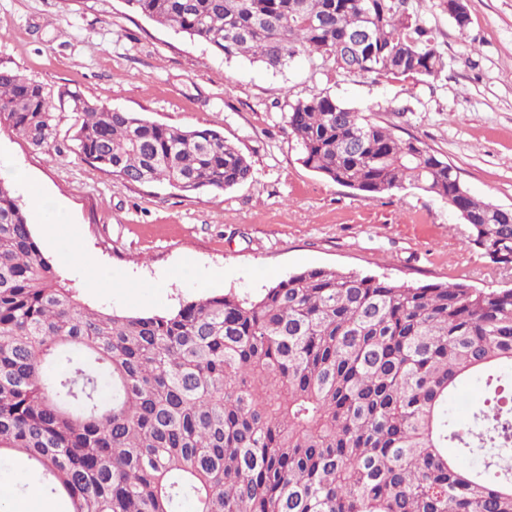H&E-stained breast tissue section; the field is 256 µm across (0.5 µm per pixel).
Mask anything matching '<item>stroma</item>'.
I'll use <instances>...</instances> for the list:
<instances>
[{"label":"stroma","instance_id":"obj_1","mask_svg":"<svg viewBox=\"0 0 512 512\" xmlns=\"http://www.w3.org/2000/svg\"><path fill=\"white\" fill-rule=\"evenodd\" d=\"M465 3L462 30L442 0H415L448 59L415 83L315 72L302 57L280 71L229 61L125 0H0V68L53 95L66 87L157 123L216 130L254 177L221 194L121 184L76 153L80 118L66 108L57 153L0 129V168L20 172L17 196L32 185L43 194V208L27 211L33 234L93 308L162 315L210 293L256 296L311 268L512 288V272L469 244L445 200L409 187L368 199L337 185L302 163L285 122L289 103L318 93L371 109L453 164L474 196L512 207V0Z\"/></svg>","mask_w":512,"mask_h":512}]
</instances>
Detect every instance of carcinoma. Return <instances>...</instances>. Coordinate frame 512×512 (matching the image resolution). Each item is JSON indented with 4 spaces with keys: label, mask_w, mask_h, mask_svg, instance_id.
Returning <instances> with one entry per match:
<instances>
[{
    "label": "carcinoma",
    "mask_w": 512,
    "mask_h": 512,
    "mask_svg": "<svg viewBox=\"0 0 512 512\" xmlns=\"http://www.w3.org/2000/svg\"><path fill=\"white\" fill-rule=\"evenodd\" d=\"M224 54L280 69L304 55L343 76L425 80L448 68L415 0H125ZM368 32L365 46L349 39ZM73 141L122 184L222 193L252 179L211 129H181L0 69V125L51 151ZM302 163L369 199L406 186L460 215L468 242L512 270V208L327 94L289 104ZM484 387L468 425L448 397ZM111 399L101 398L103 388ZM481 465L462 469L448 444ZM28 459L69 512H512V288L395 283L312 268L257 297L174 312L93 310L61 280L0 181V457Z\"/></svg>",
    "instance_id": "cac0c4a2"
}]
</instances>
